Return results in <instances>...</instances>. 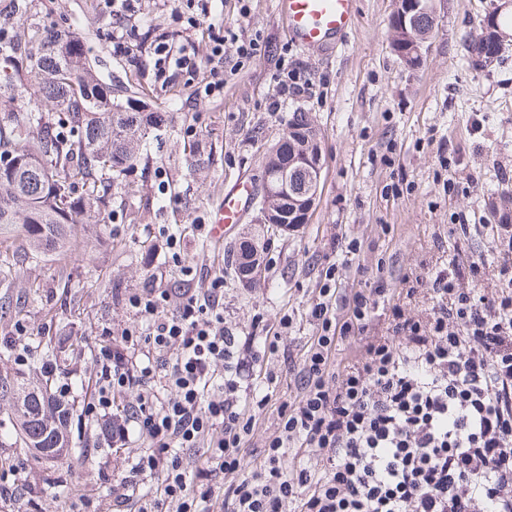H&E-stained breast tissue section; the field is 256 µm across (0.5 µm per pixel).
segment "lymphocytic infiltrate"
Segmentation results:
<instances>
[{"label": "lymphocytic infiltrate", "mask_w": 512, "mask_h": 512, "mask_svg": "<svg viewBox=\"0 0 512 512\" xmlns=\"http://www.w3.org/2000/svg\"><path fill=\"white\" fill-rule=\"evenodd\" d=\"M211 52L198 59L187 44L159 38L156 63L172 76L208 67L211 95L224 88V64L244 67L267 53L261 37L234 28L211 31ZM489 230L495 245L447 266L403 274L404 302L386 281L359 288L337 309V265L325 271L319 299L308 315L316 329L291 366L296 393L277 408L278 427L261 462L245 470L246 439L254 415L240 407L250 367L237 354V337L224 325V275L206 287L180 288L170 307L166 288H145L128 298L141 317L145 344L165 353L162 366L131 359L126 341L99 345L96 403L111 409L116 392L136 401L112 440L136 424L149 442L135 469L160 474L148 506L153 512H512V225L460 224L468 238ZM495 287H483L486 273ZM426 285L432 305L423 318L404 303ZM384 334L367 335L377 314ZM357 338L362 357L337 370L339 344ZM174 389L161 398V390ZM222 436L201 461L186 449L213 430ZM306 448L317 469L291 473L288 450ZM221 475L222 485L210 479Z\"/></svg>", "instance_id": "obj_1"}]
</instances>
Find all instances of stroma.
<instances>
[{
    "label": "stroma",
    "instance_id": "obj_1",
    "mask_svg": "<svg viewBox=\"0 0 512 512\" xmlns=\"http://www.w3.org/2000/svg\"><path fill=\"white\" fill-rule=\"evenodd\" d=\"M494 0H438L434 36L418 67L405 66L391 48L389 19L395 0H357L358 19L342 46L331 52L291 45L277 0H214L213 14L245 34H260L265 56L225 74L220 94L201 98L208 69L169 80L155 64L154 45L165 34L210 52L205 28L192 22L187 0H135L120 24L99 0H0V30L16 32L29 53L53 29L77 36L101 84L126 87L164 122L147 158L112 184L104 221L87 232L85 256L56 252L0 274V378L12 385L56 387L70 381L80 395L78 419L68 433L66 460L35 459L31 450L0 445V462L16 465L34 512H68L71 501L107 499L112 482L132 476L147 442L138 433L109 444L106 420L92 397L93 352L123 330H139L127 297L149 283L178 287L187 267L224 272V324L239 338L241 357L255 362L257 387L269 404L257 412L246 466L277 428V406L295 392L288 359L314 332L307 316L321 275L336 259V235L363 244L359 258L338 275L345 286L385 279L397 287L403 273L422 264L446 266L454 249L463 255L490 249L492 238L457 243L452 224H480L502 191H512V56L499 66L475 65L467 48ZM121 28L128 54L112 51ZM307 69L313 95L269 112L281 56ZM308 112L322 133L323 187L309 224L274 236L264 267L251 284L231 266L234 245L251 230L246 213L224 243L196 234L228 182L259 178L266 150L286 130L289 113ZM181 235L172 247L161 228ZM168 233V234H169ZM277 351L267 328L282 316ZM25 339L31 360L16 365L13 347ZM125 512H139L157 480L132 476Z\"/></svg>",
    "mask_w": 512,
    "mask_h": 512
}]
</instances>
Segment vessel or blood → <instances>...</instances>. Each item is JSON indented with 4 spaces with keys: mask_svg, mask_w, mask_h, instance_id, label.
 Returning <instances> with one entry per match:
<instances>
[{
    "mask_svg": "<svg viewBox=\"0 0 512 512\" xmlns=\"http://www.w3.org/2000/svg\"><path fill=\"white\" fill-rule=\"evenodd\" d=\"M277 9L294 45L330 50L351 31L357 0H277ZM255 195L256 185L250 178H239L229 186L212 214L211 237L223 240L239 223Z\"/></svg>",
    "mask_w": 512,
    "mask_h": 512,
    "instance_id": "obj_1",
    "label": "vessel or blood"
}]
</instances>
